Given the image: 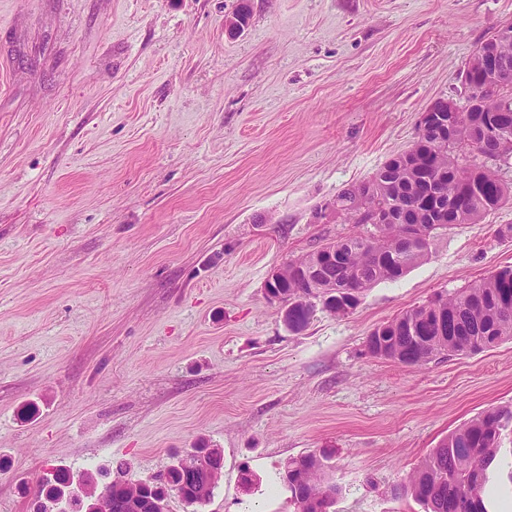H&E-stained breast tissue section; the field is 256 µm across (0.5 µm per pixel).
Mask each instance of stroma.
I'll use <instances>...</instances> for the list:
<instances>
[{
  "label": "stroma",
  "mask_w": 512,
  "mask_h": 512,
  "mask_svg": "<svg viewBox=\"0 0 512 512\" xmlns=\"http://www.w3.org/2000/svg\"><path fill=\"white\" fill-rule=\"evenodd\" d=\"M0 0V512L48 471L151 480L217 448L212 497L168 512H295L327 454L331 512H424L393 488L455 428L512 406V340L421 367L372 330L512 266V205L292 329L274 269L362 232L329 206L465 99L512 0ZM252 474L243 486V474ZM487 512L512 505V441ZM316 455L308 454L299 458L289 459L284 466V480L292 493L297 512H327V499L338 494L336 484L326 475L330 470ZM302 477L305 483L300 487L293 485V477Z\"/></svg>",
  "instance_id": "stroma-1"
}]
</instances>
